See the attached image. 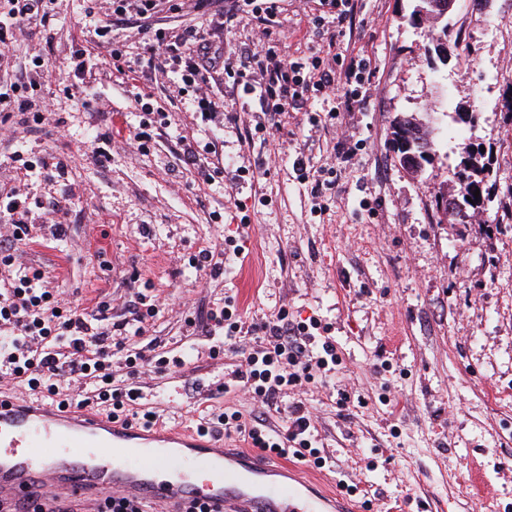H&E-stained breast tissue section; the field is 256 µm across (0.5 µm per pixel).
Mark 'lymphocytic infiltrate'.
Listing matches in <instances>:
<instances>
[{
	"label": "lymphocytic infiltrate",
	"instance_id": "1",
	"mask_svg": "<svg viewBox=\"0 0 512 512\" xmlns=\"http://www.w3.org/2000/svg\"><path fill=\"white\" fill-rule=\"evenodd\" d=\"M260 49L253 52L247 65L227 62L197 29L186 28L174 33L155 30L145 47L147 70L168 66L182 83L192 89L193 101L204 112L214 111L217 100L211 92L210 76L223 72L244 95L257 96L261 115L255 128L262 132L279 130L285 112L299 106L311 94L346 87L349 97H357L356 87L364 83L369 66L360 56H350L342 67L323 66L320 57L310 62L281 58L265 30ZM311 75H304L305 66ZM262 81L253 84V73ZM0 206L8 227L0 231V265L14 266L20 246L29 235L28 210L15 194H7ZM17 269L15 279H0V378L24 381L29 390L55 392L59 380L73 382L68 404L84 407L111 404L113 418H120L126 405L141 397L138 388L113 387L112 361L120 359L127 377L138 375L143 352H129L130 338L141 336L142 327L119 326L118 339H110L103 331L94 330L87 313L80 307L57 312L52 293L43 288L39 278L29 277L25 269ZM215 328L223 330L228 351L240 354L241 364L233 377L244 390L262 403L272 406L288 391L303 388L315 376L338 366L340 358L332 341H318L303 323L264 322L244 325L226 309L210 312ZM255 337L253 346L241 344L242 333ZM209 430L225 435L238 434L250 439L253 447L285 458L312 462L322 468L327 459L314 447L316 426L303 401L288 408L285 434L271 435L263 418L242 419L238 413H221L208 420Z\"/></svg>",
	"mask_w": 512,
	"mask_h": 512
}]
</instances>
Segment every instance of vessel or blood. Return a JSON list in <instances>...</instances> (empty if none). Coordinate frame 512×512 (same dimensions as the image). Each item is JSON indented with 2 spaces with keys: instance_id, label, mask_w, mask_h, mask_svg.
Masks as SVG:
<instances>
[{
  "instance_id": "obj_1",
  "label": "vessel or blood",
  "mask_w": 512,
  "mask_h": 512,
  "mask_svg": "<svg viewBox=\"0 0 512 512\" xmlns=\"http://www.w3.org/2000/svg\"><path fill=\"white\" fill-rule=\"evenodd\" d=\"M210 475L198 483L199 471ZM112 488L132 504L185 512L196 499L212 512H340L334 492L286 463L223 439L112 420L93 408L0 398V512L21 505L54 512L93 503Z\"/></svg>"
}]
</instances>
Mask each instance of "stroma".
I'll return each instance as SVG.
<instances>
[{
    "label": "stroma",
    "mask_w": 512,
    "mask_h": 512,
    "mask_svg": "<svg viewBox=\"0 0 512 512\" xmlns=\"http://www.w3.org/2000/svg\"><path fill=\"white\" fill-rule=\"evenodd\" d=\"M351 2L315 26L312 0H280L270 28L283 57L356 49L375 73L353 106L312 98L265 137L248 132L257 98L230 84L214 83L224 108L207 120L179 84L115 77L98 54L106 24L135 69L155 29L193 26L237 60L261 37L250 15L219 21L185 9L110 21L101 0H53L50 25H23L1 50L10 73L37 56L54 69L32 93L48 110L26 112L24 131L0 145V186L30 207L18 261L43 272L60 307H107L105 329L142 319L132 345L152 360L133 384L171 428L237 411L279 430L288 413L287 402L264 410L225 389L239 358L213 353L210 309L229 299L249 324L283 312L317 320L316 336L342 362L301 396L333 461L303 465L307 476L355 486L357 512H512V0L479 11L456 0L444 63L430 57L433 24L411 20L414 0ZM85 51L99 60L78 77L72 62ZM146 85L167 119L143 152L129 136L147 119L133 105ZM455 112L475 120L457 126ZM401 113L462 134L438 136L430 164L411 173L390 143ZM470 145L483 148L492 201L468 223L440 222ZM203 165L216 170L211 184L199 180ZM323 168L332 185L317 193ZM56 224L65 236H53ZM237 244L242 263L194 268L200 250L221 262Z\"/></svg>",
    "instance_id": "35a3bbf8"
}]
</instances>
